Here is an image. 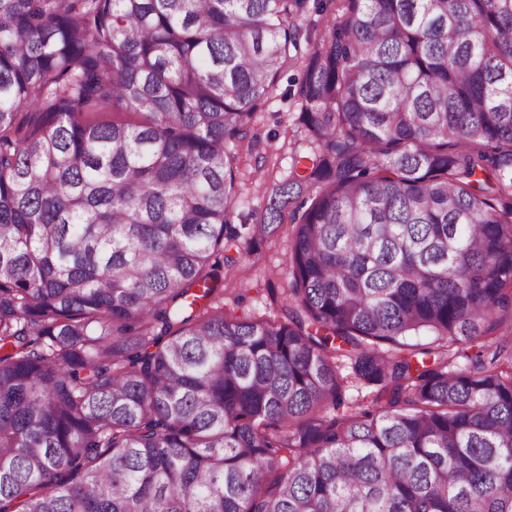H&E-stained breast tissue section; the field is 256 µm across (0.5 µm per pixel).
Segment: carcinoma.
<instances>
[{"instance_id": "obj_1", "label": "carcinoma", "mask_w": 512, "mask_h": 512, "mask_svg": "<svg viewBox=\"0 0 512 512\" xmlns=\"http://www.w3.org/2000/svg\"><path fill=\"white\" fill-rule=\"evenodd\" d=\"M306 2L0 0V512H512V0H347L224 314ZM298 57L279 82L271 99L256 112L252 132L257 138L237 148L241 157L237 177L240 204L232 214L231 229L236 241L251 253L224 267V312L239 317L282 319L287 305L290 275L287 253L289 221L272 233L253 237V214L263 206L272 184L288 177L292 157L309 151L310 143L298 130L296 91L305 68Z\"/></svg>"}]
</instances>
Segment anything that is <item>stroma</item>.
Wrapping results in <instances>:
<instances>
[{"instance_id": "obj_1", "label": "stroma", "mask_w": 512, "mask_h": 512, "mask_svg": "<svg viewBox=\"0 0 512 512\" xmlns=\"http://www.w3.org/2000/svg\"><path fill=\"white\" fill-rule=\"evenodd\" d=\"M296 60L286 71L271 99L256 112L253 141L241 142L237 177L240 204L231 218V228L240 245L250 253L224 270V310L239 317L282 318L288 298V241L290 224L272 233L254 237L253 214L273 183L285 179L294 155L309 150L307 138L298 128L296 91L305 68Z\"/></svg>"}]
</instances>
